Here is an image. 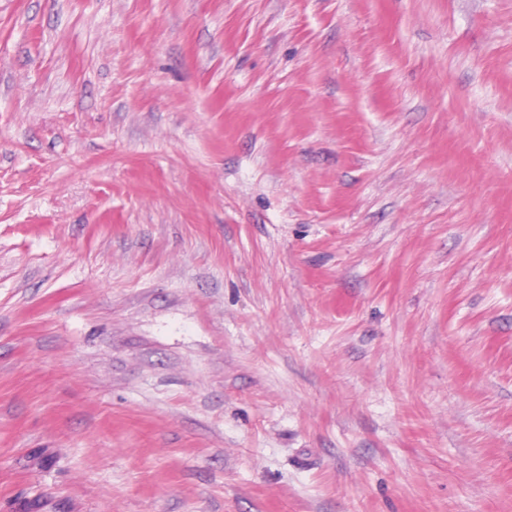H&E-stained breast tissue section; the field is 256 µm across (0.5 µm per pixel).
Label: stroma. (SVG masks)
Returning <instances> with one entry per match:
<instances>
[{
  "label": "stroma",
  "mask_w": 512,
  "mask_h": 512,
  "mask_svg": "<svg viewBox=\"0 0 512 512\" xmlns=\"http://www.w3.org/2000/svg\"><path fill=\"white\" fill-rule=\"evenodd\" d=\"M0 512H512V0H0Z\"/></svg>",
  "instance_id": "obj_1"
}]
</instances>
